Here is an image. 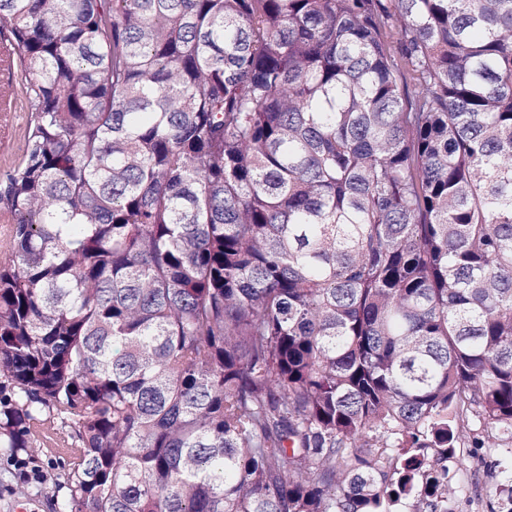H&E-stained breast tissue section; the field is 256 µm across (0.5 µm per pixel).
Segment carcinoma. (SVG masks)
I'll return each mask as SVG.
<instances>
[{
	"label": "carcinoma",
	"instance_id": "carcinoma-1",
	"mask_svg": "<svg viewBox=\"0 0 512 512\" xmlns=\"http://www.w3.org/2000/svg\"><path fill=\"white\" fill-rule=\"evenodd\" d=\"M0 447L59 512H446L512 441V0H0ZM16 60L17 52L14 45L9 41L2 40L0 42V86L2 78L0 94V175L12 169L18 162L24 148V136L31 118L29 104L23 90L22 75L18 68H16L15 74L11 78V87H18L17 112L14 97L11 93L4 91V86L9 84V77L14 72ZM13 112H15V117L12 127ZM9 135L8 143L2 147L1 142H7ZM38 429L36 439L39 451L32 456L23 453L8 457L5 448H0V512H15L13 506L21 501L30 509L28 512H57L55 506L69 494V464L80 448L76 437L68 438V445L61 447L62 431L73 434L72 429L63 428L57 419L48 417ZM24 460L28 471L34 468L29 479L20 478V472L13 462Z\"/></svg>",
	"mask_w": 512,
	"mask_h": 512
}]
</instances>
